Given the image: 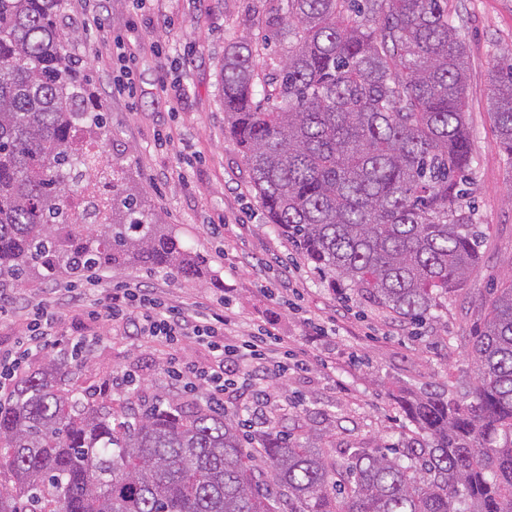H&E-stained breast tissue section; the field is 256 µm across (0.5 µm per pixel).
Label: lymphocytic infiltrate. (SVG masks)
<instances>
[{"label":"lymphocytic infiltrate","instance_id":"f902f5d3","mask_svg":"<svg viewBox=\"0 0 512 512\" xmlns=\"http://www.w3.org/2000/svg\"><path fill=\"white\" fill-rule=\"evenodd\" d=\"M64 296L90 319L124 323L134 339H146L165 348L166 373L184 392H205L215 407H223L225 394L237 386L238 379L262 380L287 374L289 367H304V360L288 358V340L267 328L234 341L230 335L236 321L232 316L188 309L167 301L156 289L142 285L110 288L104 297H90L86 289L68 288ZM24 313L27 334L12 348L0 349V390L9 387L24 372L29 358L55 343L53 330L58 312L48 300L19 305L16 291L0 289V318ZM192 339L206 347L211 359L201 366L185 359L181 345Z\"/></svg>","mask_w":512,"mask_h":512}]
</instances>
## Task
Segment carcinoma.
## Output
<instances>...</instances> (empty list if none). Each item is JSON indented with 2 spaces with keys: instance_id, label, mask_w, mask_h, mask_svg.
I'll return each instance as SVG.
<instances>
[{
  "instance_id": "1",
  "label": "carcinoma",
  "mask_w": 512,
  "mask_h": 512,
  "mask_svg": "<svg viewBox=\"0 0 512 512\" xmlns=\"http://www.w3.org/2000/svg\"><path fill=\"white\" fill-rule=\"evenodd\" d=\"M67 0H0V286L135 263L199 276L204 258L149 218L95 151L88 103L60 34ZM257 58L224 47V126L266 223L331 282L421 322L466 285L480 253L465 172L467 45L448 0H286ZM512 164V59L489 72ZM112 185L96 223L75 189ZM461 397L399 395L423 436L349 448L342 465L271 426L162 394L134 410L97 400L50 360L0 398V512H512V284L489 299Z\"/></svg>"
}]
</instances>
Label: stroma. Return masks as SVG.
I'll use <instances>...</instances> for the list:
<instances>
[{
  "mask_svg": "<svg viewBox=\"0 0 512 512\" xmlns=\"http://www.w3.org/2000/svg\"><path fill=\"white\" fill-rule=\"evenodd\" d=\"M286 0H68L67 50L79 58L94 105L109 118L102 144L153 220L170 225L192 252L208 257L199 277L137 265L104 281L147 285L170 298L232 313L238 332L266 327L287 337L294 358L313 356L285 377L250 381L225 396L230 413L253 391L270 395L278 430L328 452L405 446L417 430L394 404L403 389L463 395L473 375L465 347L492 289L512 283V164L500 152L491 116L492 65L512 49V0H448L469 49L467 112L472 167L469 202L481 238L480 265L466 286L440 297L415 326L370 302L347 282L330 283L266 224L236 141L224 130V47L267 30ZM123 75L133 96L113 92ZM216 225L208 233L207 225ZM57 331L96 337L89 359L63 349L33 356L29 371L62 362L78 386L112 399L175 395L160 347L128 338L119 323L58 308ZM323 336L310 343L315 330ZM137 391L120 389L126 373Z\"/></svg>",
  "mask_w": 512,
  "mask_h": 512,
  "instance_id": "1",
  "label": "stroma"
}]
</instances>
